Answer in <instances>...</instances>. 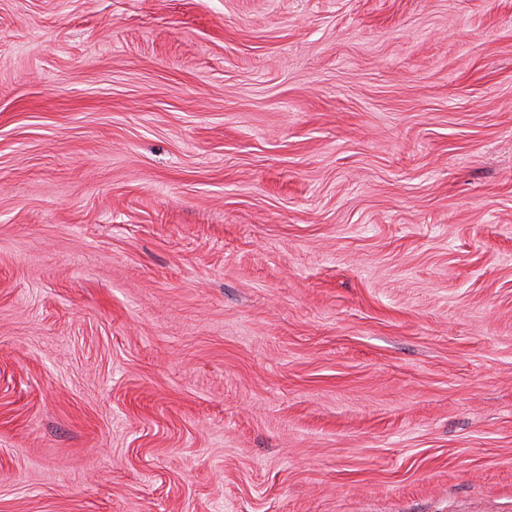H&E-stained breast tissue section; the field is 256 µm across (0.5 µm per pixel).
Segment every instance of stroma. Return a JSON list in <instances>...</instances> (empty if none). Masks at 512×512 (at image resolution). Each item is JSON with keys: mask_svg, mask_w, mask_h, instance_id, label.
I'll return each instance as SVG.
<instances>
[{"mask_svg": "<svg viewBox=\"0 0 512 512\" xmlns=\"http://www.w3.org/2000/svg\"><path fill=\"white\" fill-rule=\"evenodd\" d=\"M0 512H512V0H0Z\"/></svg>", "mask_w": 512, "mask_h": 512, "instance_id": "35a3bbf8", "label": "stroma"}]
</instances>
